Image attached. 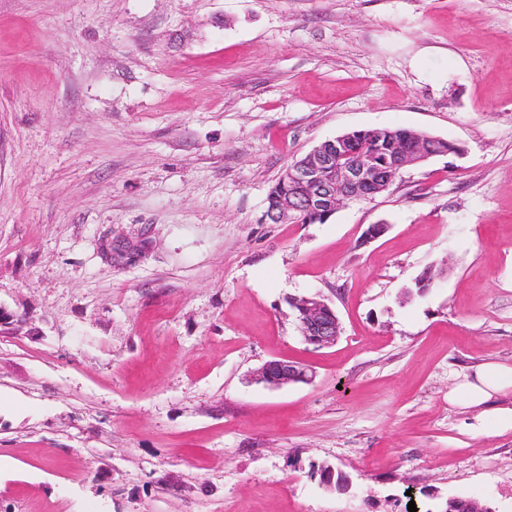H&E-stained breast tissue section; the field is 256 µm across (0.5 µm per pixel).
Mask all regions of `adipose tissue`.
Segmentation results:
<instances>
[{
	"mask_svg": "<svg viewBox=\"0 0 512 512\" xmlns=\"http://www.w3.org/2000/svg\"><path fill=\"white\" fill-rule=\"evenodd\" d=\"M508 392H512V367L490 364L464 377L449 391L448 401L478 409L481 429L512 431V407H499L494 403L496 396Z\"/></svg>",
	"mask_w": 512,
	"mask_h": 512,
	"instance_id": "1",
	"label": "adipose tissue"
}]
</instances>
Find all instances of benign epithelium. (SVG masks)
Returning <instances> with one entry per match:
<instances>
[{"mask_svg": "<svg viewBox=\"0 0 512 512\" xmlns=\"http://www.w3.org/2000/svg\"><path fill=\"white\" fill-rule=\"evenodd\" d=\"M434 156L433 148L423 139L396 157L390 168L380 169L365 159L347 161L339 150L316 147L307 160L285 172L284 177L303 190L306 210L326 216L340 206L383 191L395 181L401 170ZM295 209L292 199L282 198L270 208L266 218L274 223L290 219ZM304 341L316 347L333 345L340 334V323L334 308L323 298L302 296L290 299ZM258 379L272 388L296 383H309L314 374L308 367L288 359L266 362L257 373Z\"/></svg>", "mask_w": 512, "mask_h": 512, "instance_id": "benign-epithelium-1", "label": "benign epithelium"}]
</instances>
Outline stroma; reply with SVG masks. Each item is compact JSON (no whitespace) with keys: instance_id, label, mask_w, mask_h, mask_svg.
I'll use <instances>...</instances> for the list:
<instances>
[{"instance_id":"35a3bbf8","label":"stroma","mask_w":512,"mask_h":512,"mask_svg":"<svg viewBox=\"0 0 512 512\" xmlns=\"http://www.w3.org/2000/svg\"><path fill=\"white\" fill-rule=\"evenodd\" d=\"M368 128L460 152L266 218L291 160ZM278 358L314 381L257 382ZM486 363L512 366V0H0V512H512V431L448 402ZM304 341L316 347L333 345L340 334V323L334 308L317 296L290 298Z\"/></svg>"}]
</instances>
